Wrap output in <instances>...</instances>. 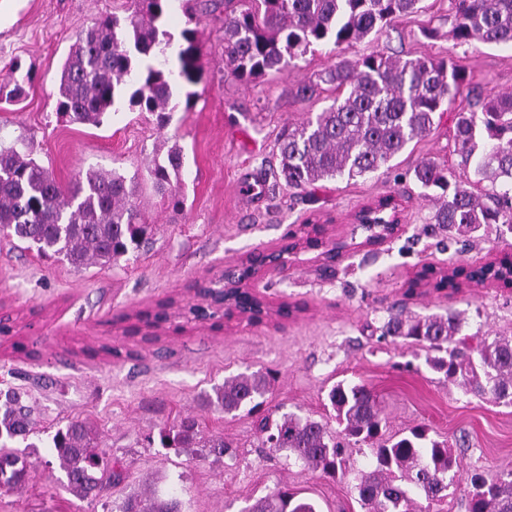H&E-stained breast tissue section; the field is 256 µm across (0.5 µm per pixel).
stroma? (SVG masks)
Returning <instances> with one entry per match:
<instances>
[{"label": "stroma", "instance_id": "stroma-1", "mask_svg": "<svg viewBox=\"0 0 512 512\" xmlns=\"http://www.w3.org/2000/svg\"><path fill=\"white\" fill-rule=\"evenodd\" d=\"M197 27L202 79L193 101L175 92L166 127L155 116L120 106L101 126L70 123L56 113L61 67L77 34L96 19L123 14L125 0H0V77L23 88L0 101V145L17 146L69 185L92 169L139 176L141 220L149 243L106 267L75 270L15 248L0 236V313L14 329L0 336V390L24 393L41 438L79 418L100 434L130 477L100 499L82 500L46 446L35 478L18 491L0 490V512H110L142 480L180 497L186 512H242L251 498L288 486L321 512H360L353 478L331 480L303 470L285 454L263 448L255 416L203 410L201 397L225 376L264 368L275 379L269 405L321 418L328 388L345 380L366 385L386 414V432L423 425L448 441L461 475L494 478L512 469V407L498 406L444 384L424 351L381 340L392 306L408 313H454L465 334H512V288L462 284L438 290L425 268L448 271L512 254V231L476 232L449 248L431 233L433 205L412 179L427 159L455 166L449 120L410 143L389 173L321 182L298 192L276 180L277 140L288 124L316 115L335 93L296 97L299 83L336 65L320 47L256 83L224 68V0H213ZM435 30L426 38L425 30ZM403 58L452 55L465 81L454 106L473 108L487 89L512 91V46L448 38V0H423L422 11L395 20L346 51ZM184 153L183 209L156 193L148 168L157 150ZM396 194L401 229L377 247H355L326 262L322 247L349 239L354 216L380 196ZM319 231L321 247L303 240ZM302 243L287 266L263 272L251 286L287 317L248 323L239 315L187 319L195 282L218 280L226 265L279 248L288 232ZM202 416L209 431L233 442L237 457L190 459L156 447L160 426Z\"/></svg>", "mask_w": 512, "mask_h": 512}]
</instances>
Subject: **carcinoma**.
I'll return each instance as SVG.
<instances>
[{
  "label": "carcinoma",
  "mask_w": 512,
  "mask_h": 512,
  "mask_svg": "<svg viewBox=\"0 0 512 512\" xmlns=\"http://www.w3.org/2000/svg\"><path fill=\"white\" fill-rule=\"evenodd\" d=\"M174 0H127L128 14L107 16L82 30L62 65L57 115L72 123L98 126L116 106L128 103L139 112L157 114L168 124L170 102L180 86L201 79V47L196 30L181 32L172 44L163 20ZM422 0H226L224 61L231 76L256 82L279 71L287 60L315 46H353L373 30L389 27L402 15L420 9ZM454 45L473 40L512 45V0H451ZM336 90L333 103L313 118L288 125L277 143L275 177L291 189L307 190L324 179H354L389 169L408 144L448 117L454 152L463 176L432 160L418 164L414 180L434 190V223L448 231V241L479 229L512 230V92L489 91L478 110L444 114V104L460 94L463 77L453 57L426 58L366 55L342 59L297 87L296 95L313 96L320 84ZM184 156L171 146L148 169L156 187L181 209ZM139 183L116 170L95 169L60 185L48 168L14 146H0V232L36 250L41 257L67 262L80 271L105 266L144 240ZM395 195L380 197L356 215L358 224H374L370 237L399 223ZM476 284H512V255L475 267L457 268L440 277L437 288H457L459 279ZM380 338L400 340L426 352L425 363L443 381L478 397L512 407V337H460L454 314L423 317L389 313ZM268 371L241 372L213 387L202 406L226 415L258 410L270 393ZM326 407L341 430L310 417L285 412L258 422L262 443L286 453L304 469L343 479L350 454L369 451L371 466L358 471L355 490L361 512H432L456 485L457 457L445 440L424 426L384 437L383 411L365 385L339 381L327 392ZM37 434L32 409L16 393L0 401V488L19 490L32 479L36 464L19 445ZM159 444L175 454L217 459L236 456L224 435L207 433L192 414L160 428ZM66 485L82 499H97L124 482L128 467L101 450L98 433L82 419L68 420L49 441ZM467 512H512V471L489 480L480 472L467 476ZM115 512H184L176 498L157 488L126 494ZM243 512H320L317 504L290 488H277L248 504Z\"/></svg>",
  "instance_id": "obj_1"
}]
</instances>
